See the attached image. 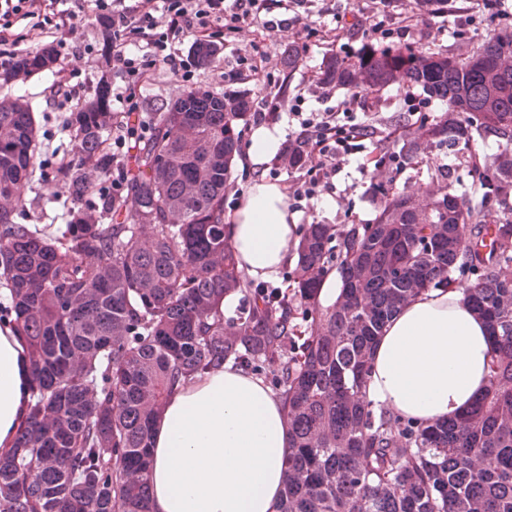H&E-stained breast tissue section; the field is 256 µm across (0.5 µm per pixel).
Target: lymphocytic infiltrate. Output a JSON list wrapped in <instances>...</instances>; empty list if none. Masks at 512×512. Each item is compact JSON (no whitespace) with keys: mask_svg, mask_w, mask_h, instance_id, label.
<instances>
[{"mask_svg":"<svg viewBox=\"0 0 512 512\" xmlns=\"http://www.w3.org/2000/svg\"><path fill=\"white\" fill-rule=\"evenodd\" d=\"M266 4L267 0H158L153 5L143 0L133 9L125 0H95L97 12L112 19V60L128 78L124 90L115 92V100L127 99L159 67L171 77H186L188 63L180 46L187 36L209 41L241 32L243 25L260 17ZM82 7V0H0V47L14 48L24 41V33L16 29L24 19L42 20L48 34L58 37ZM284 116L295 123L298 140L323 158L320 166L307 169L290 186L288 194L296 202L335 193L334 179L342 166L379 136L376 126L349 112H307L300 103L287 105L276 98L259 102V120L274 123Z\"/></svg>","mask_w":512,"mask_h":512,"instance_id":"f902f5d3","label":"lymphocytic infiltrate"}]
</instances>
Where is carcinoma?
<instances>
[{"label": "carcinoma", "mask_w": 512, "mask_h": 512, "mask_svg": "<svg viewBox=\"0 0 512 512\" xmlns=\"http://www.w3.org/2000/svg\"><path fill=\"white\" fill-rule=\"evenodd\" d=\"M103 53L112 20L97 19ZM214 45L193 55L209 65ZM54 47L0 70L7 84L47 71ZM319 83L355 93L412 85L448 102L438 120L373 163L431 149L471 148V130L505 143L472 205L432 180L416 191L379 181L370 224H310L279 284L237 268L224 187L253 100L199 87L148 100L133 166L99 189L114 162L112 87L101 76L70 113L72 155L57 176L67 222L40 235L15 222L35 180L38 125L20 98L0 101V320L25 336L35 401L11 452L0 455V512H149L157 415L189 377L225 362L268 379L288 419L278 512H512V217L487 212L512 193V30L465 57L411 45L326 56ZM282 163L306 156L288 149ZM466 279L494 341L485 393L451 421L377 413L364 397L376 338L430 287ZM340 288L330 303L323 283ZM241 297L236 318L224 300Z\"/></svg>", "instance_id": "1"}]
</instances>
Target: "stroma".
Instances as JSON below:
<instances>
[{
  "mask_svg": "<svg viewBox=\"0 0 512 512\" xmlns=\"http://www.w3.org/2000/svg\"><path fill=\"white\" fill-rule=\"evenodd\" d=\"M501 2L507 8L503 14L478 9L476 0H448L443 10L432 14L419 10L415 0H307L296 19L274 5L270 8L271 17L284 20L285 25L265 36L263 48L269 58L270 80L227 81L222 76L227 61L249 48L253 32L247 25L238 38L219 43L215 62L206 68L193 62L194 40L186 38L181 51L190 62L188 80L172 78L159 68L136 97L165 100L199 86L216 92L244 90L256 101L277 97L288 102L299 97L308 112L346 109L380 129L411 131L416 127L417 118L405 104L403 92L395 88L388 87L372 95H356L319 86L318 75L324 56L330 53L347 56L364 44L378 43L372 25L380 3L394 21L411 22L415 30L411 44L442 46L455 54L464 53L489 40L498 27L512 25V0ZM95 24L96 14L92 9L80 12L70 26L66 47L60 51L62 69L69 73L70 85L77 87L83 100L92 94L101 71V47ZM292 46L301 51L300 62L293 70L285 62ZM57 80V72L51 70L0 85V98L20 96L28 101L39 127L36 166L40 176L26 193V207L18 217L22 224H59L67 209L56 167L72 146L66 118L75 105L55 97ZM438 171L450 172L451 193L475 197L479 187L475 167L461 162L444 146L431 148L426 157L404 165L396 176V184L412 190ZM375 174V168L364 169L357 160H350L336 177L335 194H321L295 210L297 224L371 223L376 216V204L370 194Z\"/></svg>",
  "mask_w": 512,
  "mask_h": 512,
  "instance_id": "1",
  "label": "stroma"
}]
</instances>
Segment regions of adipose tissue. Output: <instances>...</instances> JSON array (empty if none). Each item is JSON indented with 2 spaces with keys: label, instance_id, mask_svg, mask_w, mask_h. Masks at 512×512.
Masks as SVG:
<instances>
[{
  "label": "adipose tissue",
  "instance_id": "adipose-tissue-1",
  "mask_svg": "<svg viewBox=\"0 0 512 512\" xmlns=\"http://www.w3.org/2000/svg\"><path fill=\"white\" fill-rule=\"evenodd\" d=\"M224 222L247 276L277 277L297 247L295 216L277 183L254 182ZM493 349L463 289H427L376 339L365 399L415 421L452 419L484 392ZM33 402L25 338L1 327L0 453L13 448ZM150 453V512H277L288 455L282 401L233 366L205 371L169 395Z\"/></svg>",
  "mask_w": 512,
  "mask_h": 512
}]
</instances>
